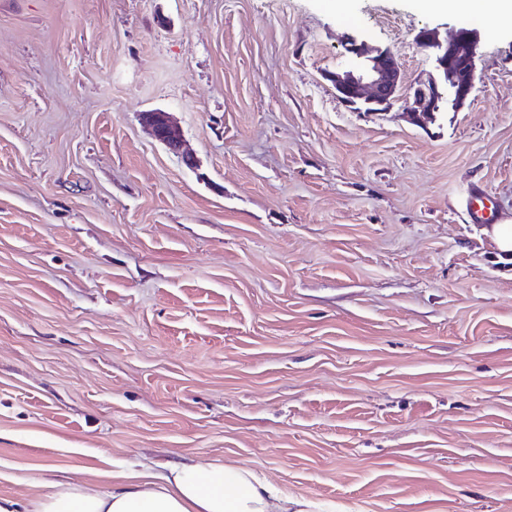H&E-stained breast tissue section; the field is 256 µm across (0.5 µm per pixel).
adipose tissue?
<instances>
[{
	"label": "adipose tissue",
	"instance_id": "1",
	"mask_svg": "<svg viewBox=\"0 0 512 512\" xmlns=\"http://www.w3.org/2000/svg\"><path fill=\"white\" fill-rule=\"evenodd\" d=\"M434 11L464 10L477 15L487 34H497L512 17V0H421ZM312 502L289 496L246 466L181 462L151 480L109 492L71 483L25 506L0 499V512H312Z\"/></svg>",
	"mask_w": 512,
	"mask_h": 512
}]
</instances>
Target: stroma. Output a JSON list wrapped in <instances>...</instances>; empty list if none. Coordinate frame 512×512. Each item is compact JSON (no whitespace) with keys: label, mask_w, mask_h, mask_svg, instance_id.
I'll return each instance as SVG.
<instances>
[{"label":"stroma","mask_w":512,"mask_h":512,"mask_svg":"<svg viewBox=\"0 0 512 512\" xmlns=\"http://www.w3.org/2000/svg\"><path fill=\"white\" fill-rule=\"evenodd\" d=\"M419 0H0V497L184 459L336 512H512V29L463 109L337 98ZM176 119L196 166L141 113ZM473 220L480 224H487L493 220V214L486 207L473 211ZM483 233L488 236L498 252L504 256L512 253V221L502 224H487Z\"/></svg>","instance_id":"stroma-1"}]
</instances>
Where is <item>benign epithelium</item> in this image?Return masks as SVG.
<instances>
[{"instance_id": "obj_1", "label": "benign epithelium", "mask_w": 512, "mask_h": 512, "mask_svg": "<svg viewBox=\"0 0 512 512\" xmlns=\"http://www.w3.org/2000/svg\"><path fill=\"white\" fill-rule=\"evenodd\" d=\"M479 42L480 33L474 28H459L449 39L436 29L420 32L417 43L433 50L436 73L406 86L390 50L371 48L352 37L345 47L349 61L325 77L337 97L360 112H384L403 98L413 120H435L444 99H450L452 111L458 112L471 96ZM143 118L157 140L172 149L179 148L180 134L169 113L146 112Z\"/></svg>"}]
</instances>
